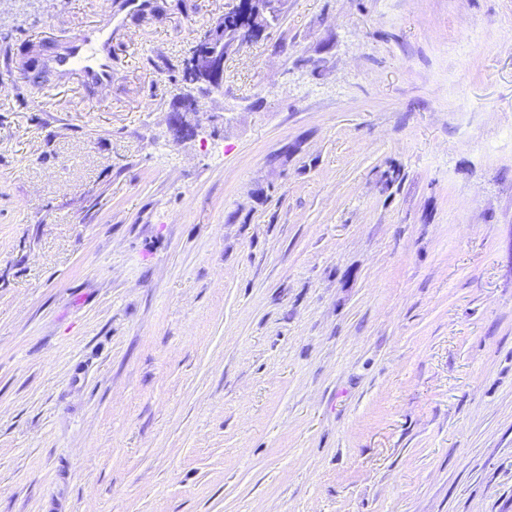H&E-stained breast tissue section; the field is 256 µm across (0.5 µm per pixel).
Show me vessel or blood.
Masks as SVG:
<instances>
[{"instance_id":"b4317fda","label":"vessel or blood","mask_w":512,"mask_h":512,"mask_svg":"<svg viewBox=\"0 0 512 512\" xmlns=\"http://www.w3.org/2000/svg\"><path fill=\"white\" fill-rule=\"evenodd\" d=\"M101 35V30L89 29L73 37L66 52L54 61L58 72L65 77L80 75L99 86L111 84L112 64L96 50Z\"/></svg>"}]
</instances>
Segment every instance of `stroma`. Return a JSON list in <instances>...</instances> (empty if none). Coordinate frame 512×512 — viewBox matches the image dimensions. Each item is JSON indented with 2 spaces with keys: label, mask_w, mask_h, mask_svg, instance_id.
<instances>
[{
  "label": "stroma",
  "mask_w": 512,
  "mask_h": 512,
  "mask_svg": "<svg viewBox=\"0 0 512 512\" xmlns=\"http://www.w3.org/2000/svg\"><path fill=\"white\" fill-rule=\"evenodd\" d=\"M236 4L0 0V512H512V0H285L174 140ZM105 26H112V16L100 28L85 30L72 38L66 52L54 60L62 76L77 74L99 86L112 83V63L108 57L96 51ZM202 36L196 38L192 51ZM202 43L203 45L193 61L197 70L203 74L202 78L200 79V76L189 68V59H187L182 68V80L186 83H192L200 79V82L204 83L209 90H218L222 87L224 80V38L216 39L209 32H205Z\"/></svg>",
  "instance_id": "stroma-1"
}]
</instances>
